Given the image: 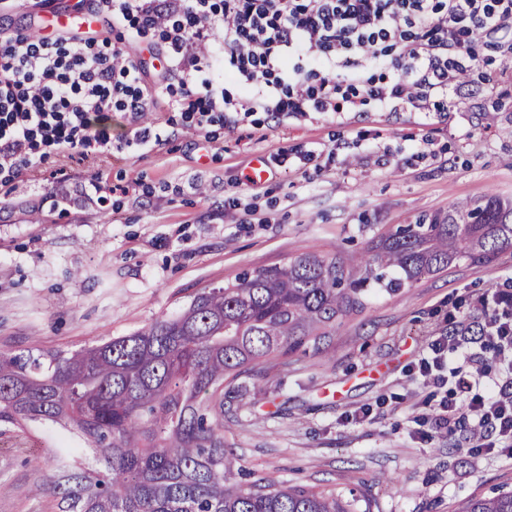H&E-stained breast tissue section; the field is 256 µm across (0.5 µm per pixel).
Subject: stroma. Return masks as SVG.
Wrapping results in <instances>:
<instances>
[{"label": "stroma", "mask_w": 512, "mask_h": 512, "mask_svg": "<svg viewBox=\"0 0 512 512\" xmlns=\"http://www.w3.org/2000/svg\"><path fill=\"white\" fill-rule=\"evenodd\" d=\"M474 48L468 81L447 111L426 118L361 112L340 125L319 112L285 121L256 112L210 126L204 150L160 103L145 119L173 132L151 152L48 155L0 204V349L77 350L175 314L241 271L305 253L347 260L422 214L512 198V34ZM283 152L328 165L283 166ZM259 155L269 175L253 187L245 176ZM487 288L512 289V248L490 267L463 261L373 298L323 354L289 357L227 393L225 446L241 468L279 481L362 486L373 512H454L511 486L512 461L467 454V428L425 442L407 413L429 393L411 378L422 340L440 333L459 297ZM363 407L372 419L359 424ZM57 443L47 424L0 436V512H49L37 474Z\"/></svg>", "instance_id": "1"}]
</instances>
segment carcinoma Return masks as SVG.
Here are the masks:
<instances>
[{"label":"carcinoma","instance_id":"cac0c4a2","mask_svg":"<svg viewBox=\"0 0 512 512\" xmlns=\"http://www.w3.org/2000/svg\"><path fill=\"white\" fill-rule=\"evenodd\" d=\"M512 248V200L490 196L397 224L353 269L321 253L246 270L184 308L72 352L0 350V429L52 422L77 432L100 467L67 451L43 476L51 512H371L354 488L288 484L235 468L224 394L297 352L322 353L375 295L394 296L461 260ZM459 512H512L504 486Z\"/></svg>","mask_w":512,"mask_h":512}]
</instances>
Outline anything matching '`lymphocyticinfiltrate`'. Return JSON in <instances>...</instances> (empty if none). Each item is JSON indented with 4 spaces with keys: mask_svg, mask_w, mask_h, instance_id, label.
Segmentation results:
<instances>
[{
    "mask_svg": "<svg viewBox=\"0 0 512 512\" xmlns=\"http://www.w3.org/2000/svg\"><path fill=\"white\" fill-rule=\"evenodd\" d=\"M122 41L150 34L163 43L161 79L125 50L100 49L95 38L48 43L0 35V198L47 154H124L162 144L164 129L143 124L148 108L167 97L172 109L203 131L232 115L274 118L324 112H444L455 75L474 55L478 34L512 32V0H97ZM179 84H171L170 76ZM237 82L230 95L226 81ZM128 133L113 140V112ZM486 316L471 329L448 315L429 337L415 380L443 390L423 414L427 432L453 433L469 423L472 452L512 459V290L472 294ZM497 356L487 360L483 347ZM459 352L466 374L448 365Z\"/></svg>",
    "mask_w": 512,
    "mask_h": 512,
    "instance_id": "lymphocytic-infiltrate-1",
    "label": "lymphocytic infiltrate"
}]
</instances>
